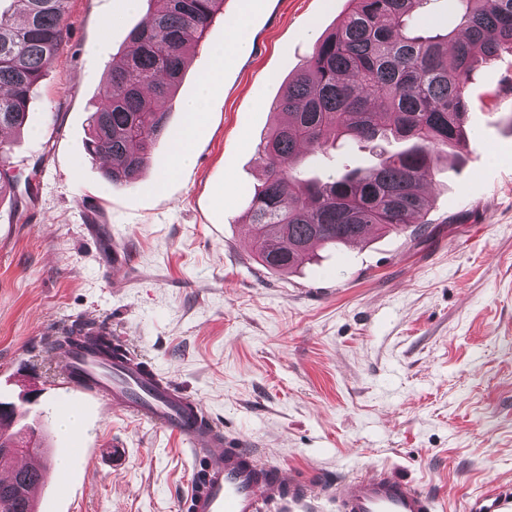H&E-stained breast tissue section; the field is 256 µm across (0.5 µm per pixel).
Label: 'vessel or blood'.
Returning a JSON list of instances; mask_svg holds the SVG:
<instances>
[{
    "label": "vessel or blood",
    "instance_id": "b4317fda",
    "mask_svg": "<svg viewBox=\"0 0 512 512\" xmlns=\"http://www.w3.org/2000/svg\"><path fill=\"white\" fill-rule=\"evenodd\" d=\"M58 378L64 391L59 409L74 411L79 399H90L118 412L163 426L183 438L193 454L208 463L205 485L190 484L184 494L193 512H261L264 505L289 499L304 504L302 483H287L283 469L252 450L225 443L222 430L209 420L199 401L135 360L113 359L91 348L58 356ZM44 463L23 458L0 468V484L19 473L42 474ZM341 512H432L434 500L403 480L376 470L368 476L343 478L332 486Z\"/></svg>",
    "mask_w": 512,
    "mask_h": 512
}]
</instances>
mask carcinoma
Returning a JSON list of instances; mask_svg holds the SVG:
<instances>
[{"mask_svg":"<svg viewBox=\"0 0 512 512\" xmlns=\"http://www.w3.org/2000/svg\"><path fill=\"white\" fill-rule=\"evenodd\" d=\"M145 19L128 35L130 50L112 56L105 87L111 107L90 116V155L112 158L107 179L133 184L164 135L185 51L224 13V0H146ZM345 18L318 38L303 69L273 102L282 116L257 149L264 177L245 223L261 263L297 266L322 244L428 224L431 180L448 146L467 148L463 121L468 81L483 63L512 52V0H448L452 25L429 22L433 0H348ZM68 0H24L0 7V128L24 127L35 86L64 43ZM375 147L408 143L377 165L355 166L325 181L299 176L298 146L333 147L340 138ZM8 149L0 145V198L17 193ZM89 343L113 357L127 354L82 323L57 338L67 350ZM21 475L0 485V512H30Z\"/></svg>","mask_w":512,"mask_h":512,"instance_id":"obj_1","label":"carcinoma"}]
</instances>
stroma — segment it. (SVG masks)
I'll return each mask as SVG.
<instances>
[{
    "instance_id": "35a3bbf8",
    "label": "stroma",
    "mask_w": 512,
    "mask_h": 512,
    "mask_svg": "<svg viewBox=\"0 0 512 512\" xmlns=\"http://www.w3.org/2000/svg\"><path fill=\"white\" fill-rule=\"evenodd\" d=\"M347 0H228L177 88L150 175L103 176L86 147L114 53L145 0H69L65 40L35 87L26 127L6 142L25 209L0 199V400H39L70 489L53 512H185L199 468L163 427L97 405L81 414L87 452L67 459L52 410L61 393L50 345L73 320L100 322L161 376L196 398L224 434L309 484L314 512H339L319 487L386 466L429 493L437 512H475L512 495V53L470 77L467 149H449L428 186L423 234H369L317 249L292 274L264 268L245 215L263 178L256 150L270 105ZM247 14V47L224 66L192 163L155 186L227 17ZM349 142L306 155L307 176L373 166ZM116 243L125 267L104 252ZM121 287H113V275Z\"/></svg>"
}]
</instances>
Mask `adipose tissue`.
Wrapping results in <instances>:
<instances>
[{
  "mask_svg": "<svg viewBox=\"0 0 512 512\" xmlns=\"http://www.w3.org/2000/svg\"><path fill=\"white\" fill-rule=\"evenodd\" d=\"M246 21V16L241 15L229 22L231 35L224 45L212 49L210 70L201 83L199 94L185 102L187 122L175 142L169 174H176L191 164L196 134L199 126L207 119L209 102L223 89L224 63L229 56L238 54L245 48L243 34Z\"/></svg>",
  "mask_w": 512,
  "mask_h": 512,
  "instance_id": "1",
  "label": "adipose tissue"
}]
</instances>
